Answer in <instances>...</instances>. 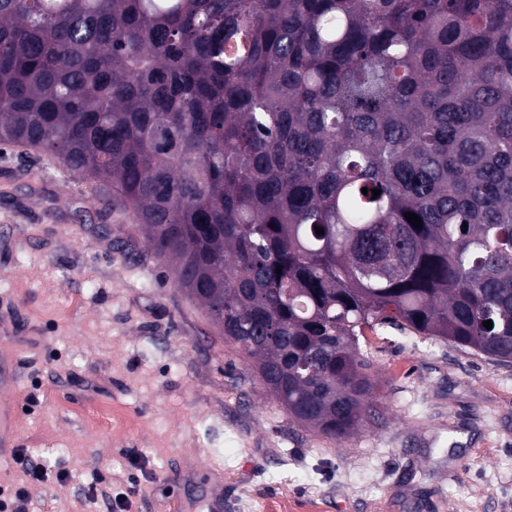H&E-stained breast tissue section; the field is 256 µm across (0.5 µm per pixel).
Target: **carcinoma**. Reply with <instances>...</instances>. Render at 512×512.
Masks as SVG:
<instances>
[{
    "mask_svg": "<svg viewBox=\"0 0 512 512\" xmlns=\"http://www.w3.org/2000/svg\"><path fill=\"white\" fill-rule=\"evenodd\" d=\"M0 145L128 208L322 436L385 410L368 330L512 362V0H0Z\"/></svg>",
    "mask_w": 512,
    "mask_h": 512,
    "instance_id": "carcinoma-1",
    "label": "carcinoma"
}]
</instances>
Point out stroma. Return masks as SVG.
I'll return each mask as SVG.
<instances>
[{
  "instance_id": "obj_1",
  "label": "stroma",
  "mask_w": 512,
  "mask_h": 512,
  "mask_svg": "<svg viewBox=\"0 0 512 512\" xmlns=\"http://www.w3.org/2000/svg\"><path fill=\"white\" fill-rule=\"evenodd\" d=\"M362 352L383 417L342 440L303 428L129 210L52 153L0 149V489L28 512H111L121 492L129 512H210L217 490L223 512H512V363L392 328Z\"/></svg>"
}]
</instances>
